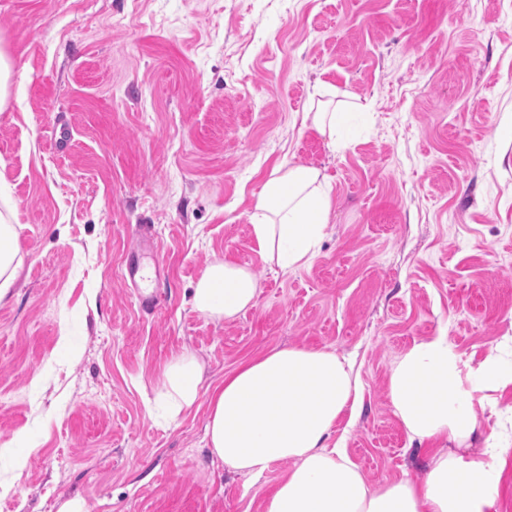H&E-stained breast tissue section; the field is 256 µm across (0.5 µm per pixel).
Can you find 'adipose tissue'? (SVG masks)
<instances>
[{
  "label": "adipose tissue",
  "instance_id": "ef3b65f1",
  "mask_svg": "<svg viewBox=\"0 0 512 512\" xmlns=\"http://www.w3.org/2000/svg\"><path fill=\"white\" fill-rule=\"evenodd\" d=\"M361 118L348 106L306 112L301 121L339 150ZM331 209L321 168L277 163L250 215L258 253L285 273L310 264ZM257 290L251 270L217 260L197 282L193 304L231 321L253 306ZM202 381L203 366L190 350L164 365L160 394L171 417L197 405ZM510 386L512 336H502L473 363L462 361L446 337L414 342L391 370L388 396L410 440L427 444L428 468L422 477L374 486L345 446L331 440L362 404L351 362L327 348L274 347L242 361L211 388L205 438L214 458L256 479L271 464L288 462L263 512H498L512 415L499 409L497 394ZM482 411L496 419L487 432Z\"/></svg>",
  "mask_w": 512,
  "mask_h": 512
}]
</instances>
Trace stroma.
<instances>
[{
    "instance_id": "obj_1",
    "label": "stroma",
    "mask_w": 512,
    "mask_h": 512,
    "mask_svg": "<svg viewBox=\"0 0 512 512\" xmlns=\"http://www.w3.org/2000/svg\"><path fill=\"white\" fill-rule=\"evenodd\" d=\"M12 60L0 213L22 265L0 303V512H262L215 460L207 402L156 404L183 349L205 382L274 347L348 357L363 395L346 448L371 484L427 463L388 397L414 341L481 357L512 332V0H0ZM367 105L330 150L302 113ZM69 128L57 152L55 129ZM331 178L328 234L289 274L250 214L274 164ZM148 225L164 278L143 312L123 278ZM258 281L232 321L193 306L206 266Z\"/></svg>"
}]
</instances>
